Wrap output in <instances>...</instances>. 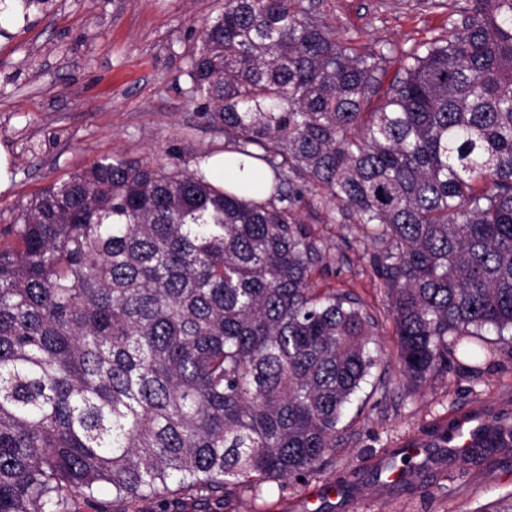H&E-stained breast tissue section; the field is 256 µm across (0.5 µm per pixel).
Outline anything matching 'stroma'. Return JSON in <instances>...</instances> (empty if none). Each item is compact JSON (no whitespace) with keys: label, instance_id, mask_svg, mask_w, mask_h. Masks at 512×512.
Returning a JSON list of instances; mask_svg holds the SVG:
<instances>
[{"label":"stroma","instance_id":"35a3bbf8","mask_svg":"<svg viewBox=\"0 0 512 512\" xmlns=\"http://www.w3.org/2000/svg\"><path fill=\"white\" fill-rule=\"evenodd\" d=\"M361 52L407 50L439 35L469 0H305ZM218 0H55L51 12L15 16L0 35V153L10 172L0 186V239L12 210L103 156L121 155L168 170H194L200 152L222 147L186 94L185 52ZM301 218L330 250L320 286L372 306L387 298L358 232ZM496 350L481 373L448 363V378L422 387L400 372L391 324L371 349L378 357L344 412L336 450L320 472L265 484L258 496L224 501L223 512H494L512 495V459L472 467L433 465L423 486L399 491L374 481L382 449L422 446L453 420L491 422L512 414V332L489 331Z\"/></svg>","mask_w":512,"mask_h":512}]
</instances>
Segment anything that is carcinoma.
I'll return each instance as SVG.
<instances>
[{
	"mask_svg": "<svg viewBox=\"0 0 512 512\" xmlns=\"http://www.w3.org/2000/svg\"><path fill=\"white\" fill-rule=\"evenodd\" d=\"M188 98L224 152L263 162V199L105 156L18 207L0 244V512H216L336 449L377 364L379 321L315 287L326 244L298 214L375 245L397 357L416 386L491 360L512 329V0L446 34L363 54L303 0H223L186 54ZM512 452V421L465 457ZM388 467L418 474L411 451Z\"/></svg>",
	"mask_w": 512,
	"mask_h": 512,
	"instance_id": "obj_1",
	"label": "carcinoma"
}]
</instances>
